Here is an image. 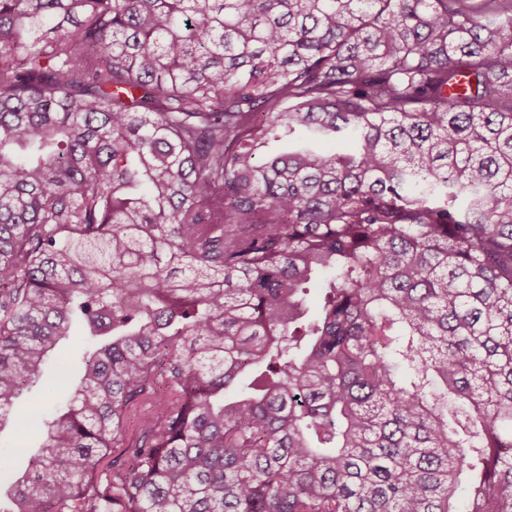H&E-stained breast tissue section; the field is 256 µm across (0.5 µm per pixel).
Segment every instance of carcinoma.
Listing matches in <instances>:
<instances>
[{"instance_id":"carcinoma-1","label":"carcinoma","mask_w":512,"mask_h":512,"mask_svg":"<svg viewBox=\"0 0 512 512\" xmlns=\"http://www.w3.org/2000/svg\"><path fill=\"white\" fill-rule=\"evenodd\" d=\"M74 325L0 512H512V0H0V424Z\"/></svg>"}]
</instances>
